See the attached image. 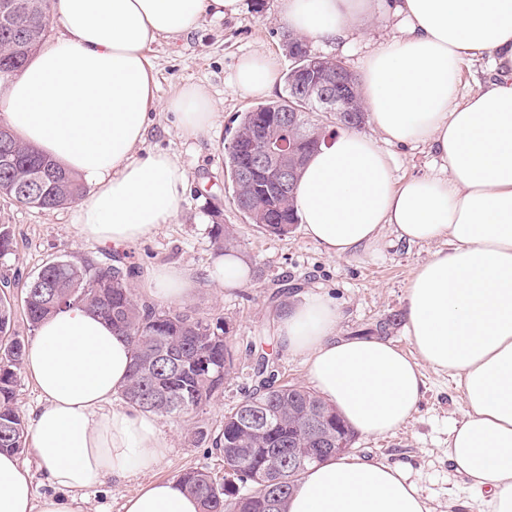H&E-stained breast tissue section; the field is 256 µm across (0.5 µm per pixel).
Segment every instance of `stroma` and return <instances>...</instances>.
Wrapping results in <instances>:
<instances>
[{
	"label": "stroma",
	"instance_id": "stroma-1",
	"mask_svg": "<svg viewBox=\"0 0 512 512\" xmlns=\"http://www.w3.org/2000/svg\"><path fill=\"white\" fill-rule=\"evenodd\" d=\"M392 18L379 16L367 26L369 39L352 51L329 49L352 72H359L370 44L390 37ZM286 33L279 0H243L238 14L203 16L189 32L163 37L146 51L154 67L158 101H165L183 85H204L217 113L215 126L199 139L182 137L173 113L155 109L145 142L136 150L143 158L168 153L187 173L184 200L172 223L129 246L128 252L142 272L159 265L183 269L197 286L184 299V307L200 313L224 316L230 327V342L236 355L233 371L224 381L223 392L204 408L185 419H158L171 448L153 478H169L196 467L207 468L213 479L223 481L224 458L212 445L196 446L193 426L203 424L219 433L224 414L235 407L251 385L255 355L268 354L283 380L307 385L300 359L284 354L277 346L279 321L272 293L294 305L312 293H321L336 303L342 314L339 330L358 336L383 320L391 325L385 333L404 352L413 346L402 316L407 283L415 268L437 250V243L410 245L385 229L377 252L339 259L327 255L294 226L284 237L269 235L238 210L224 170V146L242 112L257 105V98L236 91L231 76L238 60L250 53L273 55L280 71L290 60L285 50ZM400 178L429 173L434 157L426 144H384ZM220 210L224 224L232 228L238 253L251 267V280L239 288H220L209 278L217 252L209 235L212 210ZM75 206L39 210L15 204L0 196V224L11 225L14 250L0 258V279L10 282L6 294L14 307L13 332L25 341L35 334L26 321L23 297L29 276L56 257L75 253L95 263L106 264L113 251L82 238L73 222ZM279 301V302H280ZM426 387L412 419L396 432L382 437L356 435L352 453L404 466L421 488L431 512H448L452 503L471 500L472 493L454 470L447 455L448 430L463 418L465 403L447 375L426 370Z\"/></svg>",
	"mask_w": 512,
	"mask_h": 512
}]
</instances>
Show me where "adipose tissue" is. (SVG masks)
Listing matches in <instances>:
<instances>
[{
	"mask_svg": "<svg viewBox=\"0 0 512 512\" xmlns=\"http://www.w3.org/2000/svg\"><path fill=\"white\" fill-rule=\"evenodd\" d=\"M240 0H50L64 30L14 75L0 78V117L21 139L88 184L74 222L97 242L134 243L177 216L187 182L168 154L140 159L158 103L146 56L159 38L188 32L205 11L237 14ZM287 31L347 48L373 14L397 17L362 65L361 99L371 133L350 128L313 153L298 180L303 230L327 254L374 250L385 226L410 244L445 241L408 281L406 330L414 354L390 341L340 335V314L313 294L287 309L285 354L365 436L405 425L423 394V367L448 373L466 413L448 433V459L477 493L478 512H512V0H280ZM491 76L459 92L463 68ZM276 62L240 58L233 86L264 97ZM185 139L215 123L204 86L162 103ZM423 143L430 174L396 180L378 140ZM195 287L181 269L155 267L146 294L183 299ZM132 347L111 324L70 306L44 320L23 365L41 403L31 453L51 490L36 494L28 460L0 453V512H85L109 481L141 478L123 512H201L179 478L154 480L169 441L155 418L111 403L125 387ZM286 512H430L399 465L354 454L309 467Z\"/></svg>",
	"mask_w": 512,
	"mask_h": 512,
	"instance_id": "adipose-tissue-1",
	"label": "adipose tissue"
}]
</instances>
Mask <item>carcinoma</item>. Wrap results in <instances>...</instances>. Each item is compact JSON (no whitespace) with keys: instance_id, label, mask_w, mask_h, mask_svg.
<instances>
[{"instance_id":"carcinoma-1","label":"carcinoma","mask_w":512,"mask_h":512,"mask_svg":"<svg viewBox=\"0 0 512 512\" xmlns=\"http://www.w3.org/2000/svg\"><path fill=\"white\" fill-rule=\"evenodd\" d=\"M8 14L0 12V77L19 72L44 41L48 15L44 0H12ZM290 73L284 74L285 95L260 104L240 116L239 124L224 147V167L239 210L264 231L285 236L298 223L294 193L255 191L239 177L243 162L240 146L256 122L279 109L293 96ZM267 135L291 141L305 139L301 159L293 162L301 171L314 145L321 140L320 129L308 113L297 119L283 117L268 124ZM86 194L82 180L24 144L13 132H0V195L41 210L63 208ZM279 218L281 223L270 220ZM220 250L235 247L228 227H210ZM140 266L124 252L113 254L111 263L95 264L75 254L57 257L29 277L25 285L24 310L29 327L39 324L69 305H83L101 315L125 336L133 348L128 383L121 392L132 408L160 418H180L207 405L224 386L234 367L228 341L229 325L224 317L201 315L194 310L155 308L138 301L134 281ZM14 308L6 294L0 295V337L5 339L0 357V450L21 452L27 447L28 425L15 406V388L22 366L25 343L13 336ZM324 412L326 438L353 434L336 410L306 387L282 383L270 360L260 356L254 385L244 399L224 413V426L212 441L224 456V482L213 481L202 468L180 476L186 492L199 499L202 512H266L267 502L276 496L279 512L297 482L311 466L288 462V447L305 446L303 415ZM261 421L251 429L244 414Z\"/></svg>"}]
</instances>
